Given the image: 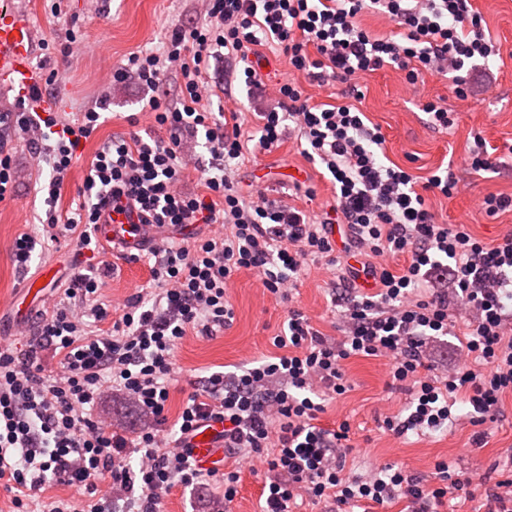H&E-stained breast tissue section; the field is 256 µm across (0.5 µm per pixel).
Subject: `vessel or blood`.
<instances>
[{"mask_svg": "<svg viewBox=\"0 0 512 512\" xmlns=\"http://www.w3.org/2000/svg\"><path fill=\"white\" fill-rule=\"evenodd\" d=\"M36 51L34 29L29 17L12 0H0V80H11L24 88L38 84L39 76L30 61ZM152 225L142 223L138 212L118 214L104 208L100 232L132 255L144 250L153 234ZM196 459L202 467H212L224 456L220 426L203 429L193 440Z\"/></svg>", "mask_w": 512, "mask_h": 512, "instance_id": "1", "label": "vessel or blood"}]
</instances>
